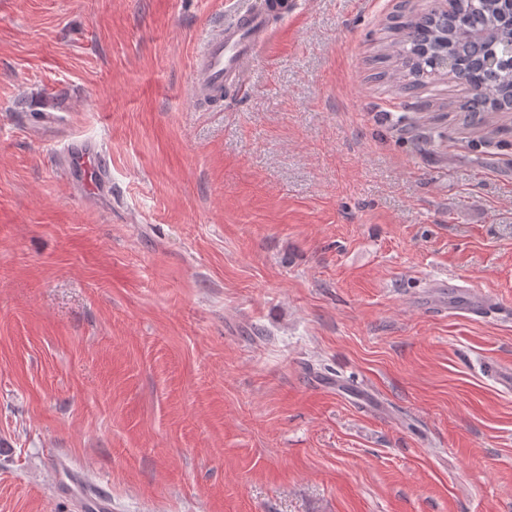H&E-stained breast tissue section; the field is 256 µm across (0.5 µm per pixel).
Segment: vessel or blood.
I'll return each mask as SVG.
<instances>
[{"label": "vessel or blood", "mask_w": 512, "mask_h": 512, "mask_svg": "<svg viewBox=\"0 0 512 512\" xmlns=\"http://www.w3.org/2000/svg\"><path fill=\"white\" fill-rule=\"evenodd\" d=\"M282 7L283 0H270L269 5L245 8L227 13L201 43L192 69V94L198 99L215 97L228 82H245L256 54L268 35V6ZM69 171L83 174L89 195L110 190L111 178L100 160L97 145L75 140L68 144ZM449 309L484 317L493 313L495 302L489 297L464 291L450 300ZM59 482L66 494L76 500L82 512H112V499L100 486H88L69 468L59 467Z\"/></svg>", "instance_id": "obj_1"}]
</instances>
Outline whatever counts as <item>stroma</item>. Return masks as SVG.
<instances>
[{"label":"stroma","instance_id":"stroma-1","mask_svg":"<svg viewBox=\"0 0 512 512\" xmlns=\"http://www.w3.org/2000/svg\"><path fill=\"white\" fill-rule=\"evenodd\" d=\"M434 4L299 0L214 106L230 0H0V512H512V118L381 59ZM69 172L75 176L82 173L87 195L96 196L103 191L110 192L111 178L104 163L100 160L99 146L84 140H74L67 145ZM433 288H455L456 291L463 293L457 299H448V309L477 317H485L496 309V303L491 298L478 295L473 290H463L461 288L465 287L447 280L435 283ZM58 482L66 494L76 500L84 512H112V499L100 486L89 487L69 468L59 465Z\"/></svg>","mask_w":512,"mask_h":512}]
</instances>
